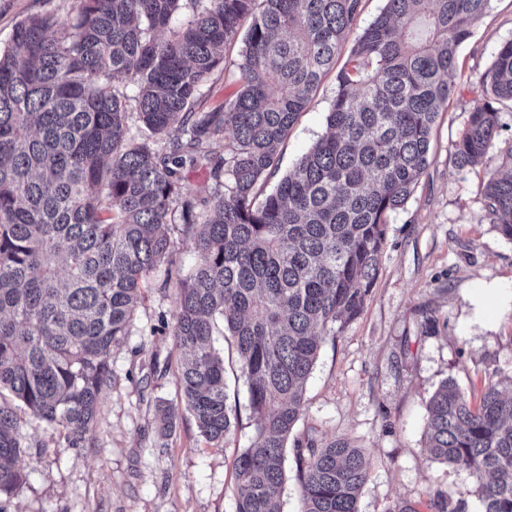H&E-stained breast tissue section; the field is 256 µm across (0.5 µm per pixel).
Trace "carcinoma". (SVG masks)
I'll use <instances>...</instances> for the list:
<instances>
[{
	"label": "carcinoma",
	"mask_w": 512,
	"mask_h": 512,
	"mask_svg": "<svg viewBox=\"0 0 512 512\" xmlns=\"http://www.w3.org/2000/svg\"><path fill=\"white\" fill-rule=\"evenodd\" d=\"M67 23L19 22L0 49V512L25 474L18 411L84 446L144 283L177 276L171 325L180 399L200 435L229 434L224 358L239 356L255 435L235 461V512H280L285 448L328 336L364 310L391 213L430 166L433 127L455 93L458 47L491 0H384L343 64L362 0H75ZM244 34L236 93L201 89ZM336 71L318 139L276 188L277 149ZM454 144L463 172L498 149L482 210L512 241V40L475 86ZM207 170L184 191L185 165ZM197 261L172 270L171 228ZM473 406L447 378L427 406L430 458L464 475L482 512H512V395ZM298 512H359V448L294 441Z\"/></svg>",
	"instance_id": "cac0c4a2"
}]
</instances>
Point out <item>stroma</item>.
Returning a JSON list of instances; mask_svg holds the SVG:
<instances>
[{"label":"stroma","instance_id":"35a3bbf8","mask_svg":"<svg viewBox=\"0 0 512 512\" xmlns=\"http://www.w3.org/2000/svg\"><path fill=\"white\" fill-rule=\"evenodd\" d=\"M45 13L69 21L75 0H0V48L19 22ZM509 40L512 0H491L458 49L456 92L437 120L431 165L388 219L371 298L355 321L326 338L307 381L305 412L292 436L312 428L319 438L344 439L369 455L360 512H384L399 499L429 512L437 493L464 503L466 512H481L470 481L428 457L424 430L426 406L444 379H455L475 403L489 379L512 371V242L484 220L481 206L488 171L499 158L463 173L452 159L473 105L470 83ZM240 51L227 49L224 67L202 89L203 106L236 92L232 73ZM335 91V77L327 75L280 146L279 168L266 190L326 133ZM177 288L164 270L149 276L130 333L112 351V382L84 447H68L58 429L21 413L26 450L18 466L27 481L11 499V512H235L234 461L255 425L236 355L225 341L217 346L238 423L213 444L182 409L170 435L161 433V407L178 402L181 352L160 328L176 310ZM427 312L438 322L431 335L422 329Z\"/></svg>","mask_w":512,"mask_h":512}]
</instances>
